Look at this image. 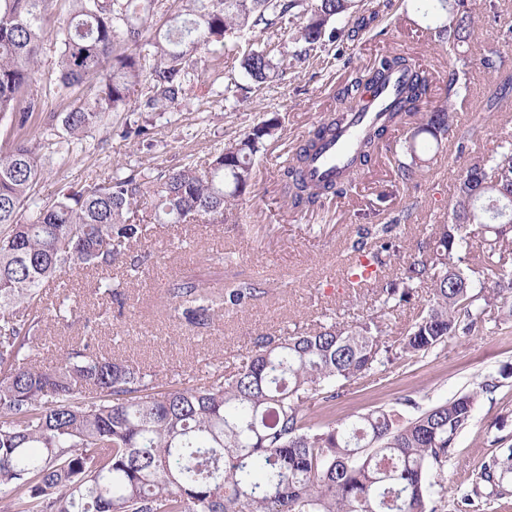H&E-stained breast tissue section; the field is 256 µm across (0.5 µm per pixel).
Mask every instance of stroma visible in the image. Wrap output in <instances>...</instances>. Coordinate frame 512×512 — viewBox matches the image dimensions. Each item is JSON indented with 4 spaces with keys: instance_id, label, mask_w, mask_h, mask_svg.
<instances>
[{
    "instance_id": "1",
    "label": "stroma",
    "mask_w": 512,
    "mask_h": 512,
    "mask_svg": "<svg viewBox=\"0 0 512 512\" xmlns=\"http://www.w3.org/2000/svg\"><path fill=\"white\" fill-rule=\"evenodd\" d=\"M474 32L466 46L469 90L453 104L457 127L481 131V149L495 151L512 142V111L490 116L485 101L500 78L486 74L480 57L495 47V33L512 24V0H468ZM361 26L355 36L312 45L306 61L291 69L284 80L250 90L245 101L227 96V85L244 84L243 75L225 70L205 97L189 96L175 112L138 111L140 90H132L125 111L110 112L88 131L70 159L56 153L45 131L43 116H35L32 142L44 175L31 195L25 215L66 189L102 182L133 170L154 174L187 162L205 161L230 137L244 134L258 122L278 117L279 129L255 160L256 186L239 202L238 223L162 224L144 247L152 280L134 275L125 265H113V283L136 298L133 308L114 311L91 294L94 278L80 269L69 270L65 285L50 290L47 300L92 311L94 319H76L68 329L47 325L39 355L44 366L62 358L77 336L97 337L104 347H116L154 374L157 382L178 387L236 370L261 334L280 335L293 326H306L325 309L338 320L358 325L377 314L368 296L346 287L343 274L352 262L349 244L360 224H377L404 208L410 221L401 225L403 247L421 238L426 225L448 214V200L462 163H448L447 144L429 137L417 140V151L429 164L416 184H403L398 162L403 157L406 129L384 138L368 166L344 196L327 198L312 211L289 207L278 182V169L314 124L336 111L338 90L349 71L344 61L364 67L381 54L408 55L431 74L433 103H440L448 81V53L426 38L431 17L416 0H361ZM146 126V135L125 136L127 124ZM223 272L225 280L250 278L262 293L247 310L229 312L214 326L197 329L170 315L164 284L169 277L195 278L204 269ZM496 379V388L479 393L469 425L455 440V452L444 470L448 488L445 512H512V502L486 498L462 506L458 498L483 462L505 456L512 447V319L501 321L492 311L485 328L449 339L420 357L400 359L375 374L344 385L335 401H310L308 412L319 423L347 420L375 407L413 416L470 392L484 378Z\"/></svg>"
}]
</instances>
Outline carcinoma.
<instances>
[{"instance_id":"carcinoma-1","label":"carcinoma","mask_w":512,"mask_h":512,"mask_svg":"<svg viewBox=\"0 0 512 512\" xmlns=\"http://www.w3.org/2000/svg\"><path fill=\"white\" fill-rule=\"evenodd\" d=\"M73 15L56 30L58 76L50 92L64 101L86 85L92 97L52 115L56 152L73 145L106 112H123L130 90L144 95L141 112H172L194 90L209 88L199 71L201 51L224 48L226 62L208 68L218 81L224 64L257 86L272 82L304 60L307 49H253L241 38L257 28L292 26L294 43L336 39L332 24L349 25L355 0H72ZM54 0H0V116L18 134L0 150V501L3 512H444L447 489L438 480L454 452V439L472 417L478 391L493 380L404 420L383 407L340 424L313 423L312 399L329 402L340 384L363 379L395 360L425 355L468 334L484 319L477 302L501 296L504 271L497 260L512 247V147L470 156L448 205V218L431 225L406 262L391 272L383 257L400 253L397 227L405 209L386 224L358 227L349 287H373L382 310L412 301L428 285L432 297L391 341L373 319L358 327L323 314V321L278 337L259 336L240 366L224 380L161 388L153 375L112 354L87 336L72 342L55 366L35 362L43 326L66 323L76 307L43 305L46 288L61 287L71 269L95 273L122 263L147 239L138 213L156 224H222L241 196L256 186L254 157L279 127L261 121L202 163L188 162L153 179L132 171L68 190L20 220L40 180L35 148L20 134L42 111L36 66L48 35L45 19ZM430 39L459 52L473 32L466 0H434ZM505 56L489 49L480 65L503 72ZM393 72L406 75L385 122L366 133L357 164L374 155L392 127L416 124L413 136L438 141L449 134L448 106L468 91L467 73L448 74L442 103L429 107L426 72L401 53L358 70L341 89L343 107L308 132L280 167L284 194L295 210L352 187L312 183L302 171L316 142L345 124L365 91ZM489 112L512 108V76L485 103ZM399 163L401 180H416L425 160L414 145ZM480 266L495 284L478 292L460 263ZM260 293L242 279L206 287L181 280L169 289L176 320L209 328L224 311H245ZM94 294L119 308L131 297L97 280ZM512 499V448L483 463L463 501L481 495Z\"/></svg>"}]
</instances>
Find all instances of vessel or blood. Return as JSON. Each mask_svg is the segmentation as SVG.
<instances>
[{"label":"vessel or blood","instance_id":"1","mask_svg":"<svg viewBox=\"0 0 512 512\" xmlns=\"http://www.w3.org/2000/svg\"><path fill=\"white\" fill-rule=\"evenodd\" d=\"M397 90L396 81L372 89L364 95V109L353 112L349 122L328 136L318 147L303 172L307 180L339 182L346 175L354 156V144L363 132L378 122L380 112L389 106Z\"/></svg>","mask_w":512,"mask_h":512}]
</instances>
